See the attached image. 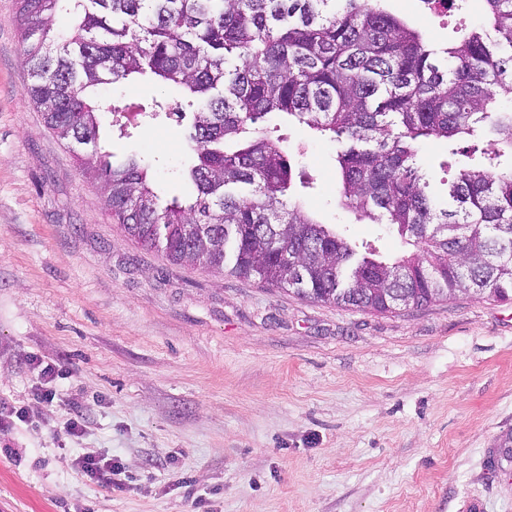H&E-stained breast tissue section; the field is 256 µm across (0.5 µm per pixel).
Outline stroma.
Wrapping results in <instances>:
<instances>
[{"label":"stroma","mask_w":512,"mask_h":512,"mask_svg":"<svg viewBox=\"0 0 512 512\" xmlns=\"http://www.w3.org/2000/svg\"><path fill=\"white\" fill-rule=\"evenodd\" d=\"M15 13L0 0V512H512V301L342 309L141 247L30 103ZM185 133L134 131L168 198ZM287 135L308 209L407 252L337 207L334 143ZM87 452L119 485L79 475ZM103 459L93 454H84L75 460V466L79 474L87 481L97 486H111L112 476L122 473L121 464L112 459L102 462Z\"/></svg>","instance_id":"stroma-1"}]
</instances>
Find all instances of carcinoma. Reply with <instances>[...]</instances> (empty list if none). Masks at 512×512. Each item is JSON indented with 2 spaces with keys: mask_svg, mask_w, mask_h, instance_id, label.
Wrapping results in <instances>:
<instances>
[{
  "mask_svg": "<svg viewBox=\"0 0 512 512\" xmlns=\"http://www.w3.org/2000/svg\"><path fill=\"white\" fill-rule=\"evenodd\" d=\"M27 95L64 140L96 144V89L147 77L181 96L137 112L192 114L181 171L162 198L135 150L76 154L113 219L173 263H199L314 302L369 312L459 295L512 300V0L429 41L380 0H17ZM338 145L341 204L414 251H359L299 199L314 181L284 126ZM442 140L441 193L419 146Z\"/></svg>",
  "mask_w": 512,
  "mask_h": 512,
  "instance_id": "1",
  "label": "carcinoma"
}]
</instances>
